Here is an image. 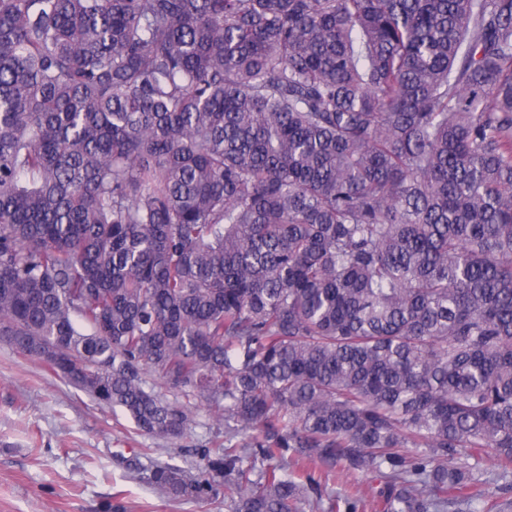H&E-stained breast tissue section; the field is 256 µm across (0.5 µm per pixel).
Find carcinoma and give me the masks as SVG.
<instances>
[{"instance_id":"carcinoma-1","label":"carcinoma","mask_w":512,"mask_h":512,"mask_svg":"<svg viewBox=\"0 0 512 512\" xmlns=\"http://www.w3.org/2000/svg\"><path fill=\"white\" fill-rule=\"evenodd\" d=\"M0 336L170 500L376 512L512 471V0H0ZM328 489L336 496H349L359 500L357 512H376L372 508L373 497L383 486L379 477L372 471L346 472L336 467V472L326 481Z\"/></svg>"}]
</instances>
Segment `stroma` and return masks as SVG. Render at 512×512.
<instances>
[{
    "mask_svg": "<svg viewBox=\"0 0 512 512\" xmlns=\"http://www.w3.org/2000/svg\"><path fill=\"white\" fill-rule=\"evenodd\" d=\"M178 438L139 433L121 412L97 404L42 359L0 341V512H225L207 499L168 500L147 477L170 463L200 475L201 451L224 441V429L201 405ZM490 492L485 512H512V475L496 459L480 460ZM337 496L375 512L382 482L371 471H336Z\"/></svg>",
    "mask_w": 512,
    "mask_h": 512,
    "instance_id": "35a3bbf8",
    "label": "stroma"
}]
</instances>
